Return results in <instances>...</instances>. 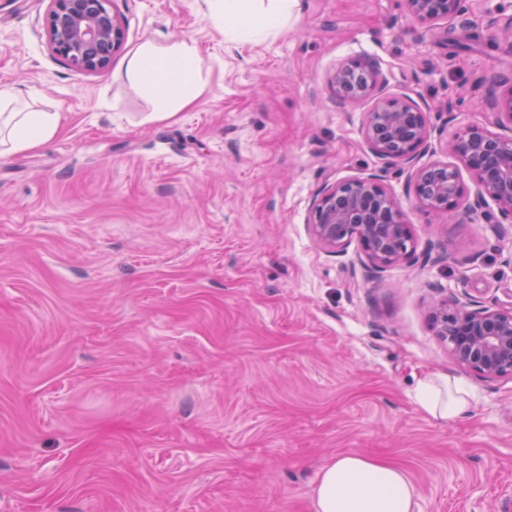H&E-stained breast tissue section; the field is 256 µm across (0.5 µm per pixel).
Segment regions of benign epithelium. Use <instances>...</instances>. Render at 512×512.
Returning <instances> with one entry per match:
<instances>
[{"mask_svg": "<svg viewBox=\"0 0 512 512\" xmlns=\"http://www.w3.org/2000/svg\"><path fill=\"white\" fill-rule=\"evenodd\" d=\"M48 2L44 35L52 54L80 72L108 70L124 40L111 0ZM405 2L408 11L425 22L451 21L470 7L469 0ZM331 84L341 104L377 97L362 121L364 142L384 165L408 170L409 185L425 209L451 221L483 215L493 207L498 223H512V137L467 125L448 141V152L471 175L470 197L457 168L447 163L418 165L431 136L428 115L410 98L381 94L376 61L354 59L340 65ZM498 84L502 92L487 104L497 124L506 119L512 125V78L503 77ZM309 227L330 249L357 242L361 263L376 272L409 262L416 251L412 225L379 175L345 179L322 189L314 199ZM431 321L461 365L484 378H512V307L474 309L458 302L451 307L442 300L433 307Z\"/></svg>", "mask_w": 512, "mask_h": 512, "instance_id": "obj_1", "label": "benign epithelium"}]
</instances>
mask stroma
<instances>
[{"label":"stroma","instance_id":"obj_1","mask_svg":"<svg viewBox=\"0 0 512 512\" xmlns=\"http://www.w3.org/2000/svg\"><path fill=\"white\" fill-rule=\"evenodd\" d=\"M48 0H0V85L60 116L0 158V512H310L345 453L403 467L418 512H512V379L464 369L434 302L512 306V224L427 211L361 132L364 98L329 79L376 60L429 114L423 163L512 75L491 46L512 0L453 23L404 0H299L287 29L235 46L205 0H112L124 42L102 73L52 55ZM147 41L195 44L207 85L167 119L126 77ZM459 101L448 111L449 100ZM381 175L415 262L363 268L308 221L338 180ZM447 373L473 394L441 422L415 401Z\"/></svg>","mask_w":512,"mask_h":512}]
</instances>
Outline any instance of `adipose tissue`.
I'll list each match as a JSON object with an SVG mask.
<instances>
[{"instance_id": "1", "label": "adipose tissue", "mask_w": 512, "mask_h": 512, "mask_svg": "<svg viewBox=\"0 0 512 512\" xmlns=\"http://www.w3.org/2000/svg\"><path fill=\"white\" fill-rule=\"evenodd\" d=\"M298 0H207L210 18L225 38L260 44L287 28ZM127 73L148 99L156 118L190 106L204 91L206 78L195 48L187 42L157 49L145 43L133 50ZM58 130L53 112H35L16 89L0 88V155L37 148ZM420 407L438 421L467 416L473 397L459 381L436 373L415 391ZM310 512H417L415 483L399 466L365 454L332 457L321 469L310 495Z\"/></svg>"}]
</instances>
